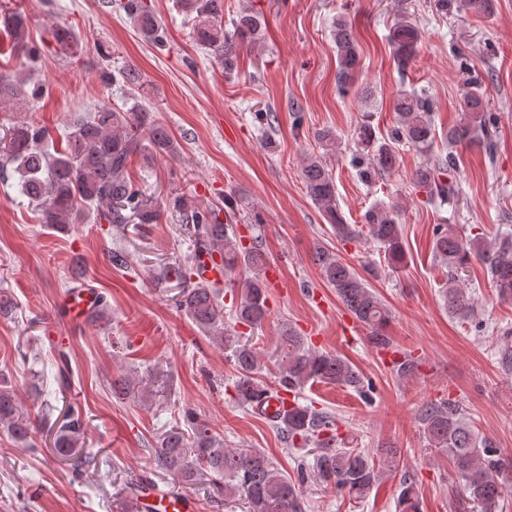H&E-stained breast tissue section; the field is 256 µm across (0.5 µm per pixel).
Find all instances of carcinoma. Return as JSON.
<instances>
[{
  "label": "carcinoma",
  "instance_id": "obj_1",
  "mask_svg": "<svg viewBox=\"0 0 512 512\" xmlns=\"http://www.w3.org/2000/svg\"><path fill=\"white\" fill-rule=\"evenodd\" d=\"M180 9L193 20L195 41L213 49L224 65V73L238 69V48L255 42L261 17L244 8L237 13L232 29L224 30V0H177ZM115 7L133 22L144 40L161 43L164 30L145 0H117ZM489 16L495 0H436L437 11L451 8ZM0 25L8 29L14 46L22 54L40 53L25 40L27 16L18 9L0 7ZM57 51L74 57L77 43L71 30L56 28L51 32ZM338 66L336 87L347 93L355 84L359 66L358 44L347 20L336 16L332 31ZM387 40L393 48L398 70L403 72L415 59L421 32L412 19L399 15L390 27ZM49 94V86L37 79L0 74V105L19 112ZM396 124L386 137L363 116L354 131L357 146L355 164L362 181L371 183L399 168V146L408 145L425 156L414 170L411 183L432 200L447 201L458 195L459 188L450 173L457 168L456 157L434 151L435 128L432 121L434 101L424 89H401L393 100ZM463 116L443 135L449 145L479 143L492 152L488 127L493 116L486 112L482 84L466 82L462 103ZM150 148L173 156L179 144L155 123L149 109L133 106L116 111L102 104L88 109L66 134L62 148L54 145L49 130L26 121L8 125L0 133V176L7 167L19 175L20 192L35 206L41 223L64 233L69 225L78 224L86 210L96 212L99 221L116 228L130 224H155L160 209L153 204L146 189L128 174L129 159ZM300 178L309 198L318 206L331 226L336 240L351 243L365 235L383 251L388 271L396 273L406 267L403 227L397 202L371 205L363 215V225L344 221L336 202V181L325 162L309 157L301 167ZM173 207L182 214L179 232L193 243L188 259L176 262L166 274L178 283L194 282L180 299L191 320L222 349L233 366V398L246 409L254 410L266 399L283 403L268 421L288 441L291 448H309L313 463L297 467L299 482L313 480L325 488L363 498L379 485L386 474L399 467L398 449L385 445L375 460L360 450L345 446L338 435L336 417L300 402L302 389L310 382H321L352 389L367 395L369 384L362 373L346 359L319 351L289 324L279 330L277 344L264 356L253 337L224 327V310H229L235 324L250 331L262 328L270 309L268 286L260 276L266 265L265 253L257 239L246 244L236 236L233 225L223 223L219 210L211 206L187 205L182 197L173 199ZM434 259L448 269L442 297L448 316L467 320L473 311L474 298L461 281L460 273L477 257L486 265L498 297L512 301V232L501 233L488 241L483 233L461 235L452 224H438L433 231ZM220 258L224 264L225 288L220 281L204 280L200 271L204 260ZM314 262L327 285L346 310L371 329L370 342L378 349L391 347L383 333L390 320V310L371 287L367 276L359 274L335 252L318 247ZM230 297L226 305L224 297ZM275 367V384L263 380L265 361ZM187 429H172L152 451L150 467L157 473L177 477L186 485L208 481L217 494L230 500H245L247 512H305L298 482L288 479L272 460L256 448H228L211 425L193 411H186ZM420 421L428 444L440 450L450 461L461 493L482 512H497L506 494L512 491V471L493 448L468 423L459 406L442 401L428 403L421 409ZM0 426L19 440L29 439L28 413L16 393L0 387ZM85 419L81 407L72 405L55 431L56 453L70 461L74 473L82 466L81 445ZM398 512H420L419 490L405 475L399 485Z\"/></svg>",
  "mask_w": 512,
  "mask_h": 512
}]
</instances>
